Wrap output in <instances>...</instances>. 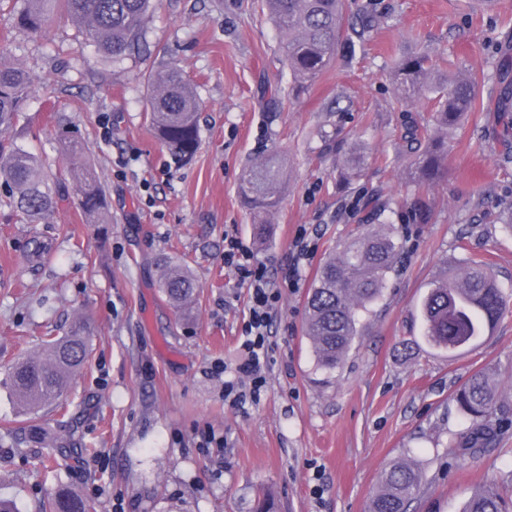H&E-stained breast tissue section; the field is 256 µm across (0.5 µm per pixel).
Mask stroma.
<instances>
[{"label":"stroma","instance_id":"1","mask_svg":"<svg viewBox=\"0 0 512 512\" xmlns=\"http://www.w3.org/2000/svg\"><path fill=\"white\" fill-rule=\"evenodd\" d=\"M346 31L317 80L295 86L279 60L282 34L262 0H156L140 52L99 54L76 23L19 28L0 0V60L31 79L26 108L6 140L39 156L63 200L33 221L9 205L0 179V497L39 512L56 487L97 512H366L381 474L410 459L426 487L414 512H459L479 488L507 499L512 433L480 456L444 466L449 438L469 423L453 391L491 371L512 418V303L470 350L448 355L424 337L420 307L432 280L461 259L489 258L512 296V135L494 99L512 71V0H348ZM478 79V106L448 132V169L432 185L406 183L400 130L432 119L402 99L390 71L422 50ZM178 64L201 100V143L175 165L147 107L149 74ZM105 190L109 223L86 220L70 178V140ZM369 154L341 180L349 145ZM278 154L280 204L256 215L238 193L245 167ZM388 206L405 260L365 318L343 363L317 364L306 302L324 259L365 233L366 200ZM314 251L285 289L269 338L267 384L257 401H224L223 365L243 354L248 290L224 266L236 235L271 275L287 267L299 229ZM186 264L195 307L179 316L159 287L163 263ZM85 319L91 352L59 406L30 437L7 373L42 339ZM90 454L79 457L78 449Z\"/></svg>","mask_w":512,"mask_h":512}]
</instances>
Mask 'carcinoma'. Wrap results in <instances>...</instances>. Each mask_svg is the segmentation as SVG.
<instances>
[{
	"label": "carcinoma",
	"mask_w": 512,
	"mask_h": 512,
	"mask_svg": "<svg viewBox=\"0 0 512 512\" xmlns=\"http://www.w3.org/2000/svg\"><path fill=\"white\" fill-rule=\"evenodd\" d=\"M269 16L284 33L281 53L294 79L312 82L331 64L342 33L347 0H264ZM153 0H22L17 22L32 32H45L60 17L85 28V36L103 54L114 59L132 53L140 40ZM393 81L404 99H424L430 104L435 128L407 122L400 135L408 158L406 179L429 184L444 174L448 138L436 130L454 127L477 101L476 80L471 76L450 79L437 73L436 63L424 51L401 59L392 70ZM149 116L171 160L184 164L200 145L197 112L199 101L183 69L170 65L147 77ZM28 77L0 62V130L16 125L28 97ZM498 111L503 125L512 129V88L500 93ZM68 150L74 159L72 177L78 187V206L87 219L102 224L106 197L94 170L81 162L82 144L74 140ZM367 159L365 147L353 145L346 155L343 176L360 174ZM37 156L0 139V177L12 187L11 204L29 218L53 213L62 199L40 174ZM282 164L270 154L250 163L242 176L239 194L261 214L280 202ZM403 244L392 232L364 233L345 243L339 254L325 259L311 289L306 310V335L317 364L334 369L344 360L359 335L360 318L386 289L390 275L403 258ZM160 288L181 313L191 311L196 282L188 268L169 265L160 276ZM507 305V297L485 258L467 257L462 266L439 275L421 305L425 337L433 346L456 355L477 344L492 330ZM89 348L84 321L74 322L64 336H48L38 353L17 361L9 381L21 411L34 416L57 403L69 379L82 370ZM458 410L469 421L465 441L448 440L447 469L461 457L487 452L512 429V419L498 414L487 372L477 371L453 393ZM423 475L409 460L384 471L379 490L367 512H411L423 492ZM42 512H93L78 494L60 488L43 502ZM462 512H512V499L486 487L474 493Z\"/></svg>",
	"instance_id": "obj_1"
}]
</instances>
